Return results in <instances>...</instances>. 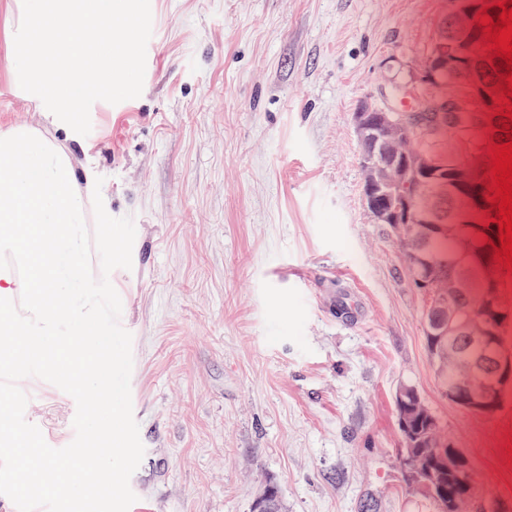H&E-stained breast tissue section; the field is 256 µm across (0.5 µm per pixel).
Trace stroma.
<instances>
[{"mask_svg": "<svg viewBox=\"0 0 512 512\" xmlns=\"http://www.w3.org/2000/svg\"><path fill=\"white\" fill-rule=\"evenodd\" d=\"M462 0H150L142 94L90 109L87 136L44 120L14 68L0 0V128H34L103 177L134 220L109 280L132 335L145 455L130 479L157 512H437L401 468L394 396L417 389L483 495L512 512V386L496 412L442 393L426 297L363 200L353 114L417 111L438 21ZM46 443L75 437L74 399L18 382Z\"/></svg>", "mask_w": 512, "mask_h": 512, "instance_id": "obj_1", "label": "stroma"}]
</instances>
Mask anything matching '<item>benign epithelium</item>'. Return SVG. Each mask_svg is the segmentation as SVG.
<instances>
[{
    "label": "benign epithelium",
    "instance_id": "7a95c632",
    "mask_svg": "<svg viewBox=\"0 0 512 512\" xmlns=\"http://www.w3.org/2000/svg\"><path fill=\"white\" fill-rule=\"evenodd\" d=\"M468 18L473 15L454 13L442 22L423 68L424 78L429 80L436 72L454 68L470 52ZM479 66V72L464 91L435 97L424 104L422 111L437 113L439 122L450 131L458 116L467 112L475 126L481 128L484 138L492 141L496 136H504L497 131L501 122L495 115V106L499 105L501 93L495 91L494 85L507 70L504 60L498 56ZM353 121L362 147L365 206L374 223L387 225L406 245L407 258H412L419 243L435 232L455 237L462 231L473 236H492L493 224L486 219L480 224H467L469 213L477 212L485 217L489 207L484 179L473 166L459 163L447 166L431 152L406 148L403 117L368 101L360 105ZM432 185L438 188V194L431 197L434 213L428 214L421 209L419 198ZM460 191L468 196L463 208L456 206ZM491 255L492 252H487L478 265L479 279L485 287L484 305L468 321L459 323L454 318L455 291L459 281L468 275L471 268L468 262L440 273L448 291L428 294L425 309L436 334L451 351L487 348L486 356L473 365L467 377L446 390L450 401L474 412L497 408L501 387L512 381V353L497 346L498 328L507 311L501 308L498 299V269ZM409 464L416 483L432 497L442 499L438 493V474L427 459L414 458Z\"/></svg>",
    "mask_w": 512,
    "mask_h": 512
}]
</instances>
